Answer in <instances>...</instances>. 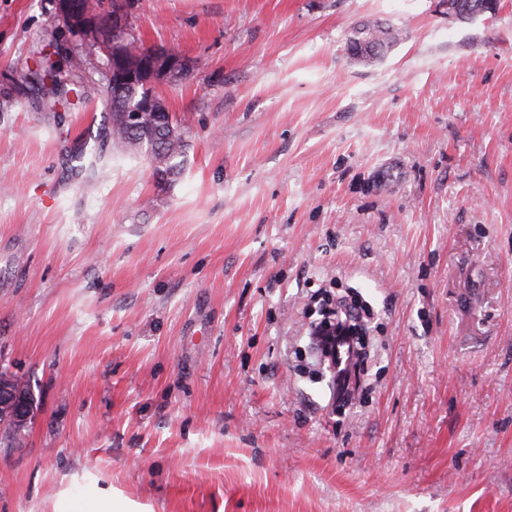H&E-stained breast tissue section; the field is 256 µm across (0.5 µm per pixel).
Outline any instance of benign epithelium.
<instances>
[{
    "label": "benign epithelium",
    "mask_w": 512,
    "mask_h": 512,
    "mask_svg": "<svg viewBox=\"0 0 512 512\" xmlns=\"http://www.w3.org/2000/svg\"><path fill=\"white\" fill-rule=\"evenodd\" d=\"M56 13L67 28L82 35H92L97 12L91 9L87 0H56ZM112 26L121 33V41L112 42V66L107 74L109 88L119 90L135 84L156 86L163 81L170 82L184 66V61L174 53L151 51L143 54L131 50L128 47V42L132 40L131 31L119 6L112 11ZM146 112L161 113L171 118L170 112L162 106V101L150 96L124 111L125 125H140ZM0 413L8 416L16 428L24 426L30 416L28 402L18 399V393L8 379L0 382Z\"/></svg>",
    "instance_id": "benign-epithelium-1"
}]
</instances>
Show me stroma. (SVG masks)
I'll return each mask as SVG.
<instances>
[{
    "label": "stroma",
    "instance_id": "1",
    "mask_svg": "<svg viewBox=\"0 0 512 512\" xmlns=\"http://www.w3.org/2000/svg\"><path fill=\"white\" fill-rule=\"evenodd\" d=\"M125 3L189 68L166 187L106 137L104 56L0 0V368L34 398L0 512H512V0ZM370 23L399 37L359 61ZM336 294L373 339L344 405ZM337 300L339 302L338 311L335 310L326 312L327 318L316 324L315 329L319 331L320 334H323L329 330L328 336H334V333L335 337L330 338V340L336 338L350 339L348 328L345 326V324L347 322H353L363 318L364 314H368V309L357 300L351 299L348 301L345 296L339 297ZM336 319L338 320L337 325ZM331 328H333V330H330Z\"/></svg>",
    "mask_w": 512,
    "mask_h": 512
}]
</instances>
